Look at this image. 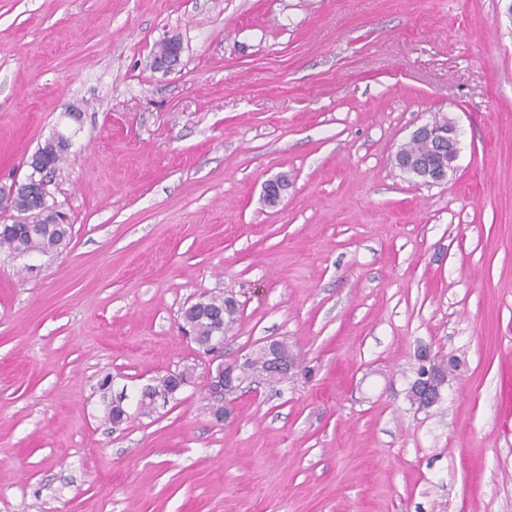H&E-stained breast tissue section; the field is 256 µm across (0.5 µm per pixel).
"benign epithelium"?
<instances>
[{
    "label": "benign epithelium",
    "mask_w": 512,
    "mask_h": 512,
    "mask_svg": "<svg viewBox=\"0 0 512 512\" xmlns=\"http://www.w3.org/2000/svg\"><path fill=\"white\" fill-rule=\"evenodd\" d=\"M414 134L425 136L441 146V156L435 164L419 163L405 165L408 173L422 179L425 182H440L448 177V172L453 170L454 162L459 153V141L457 139V126L449 122L444 126L439 122L425 124L414 131ZM448 156H443V153ZM29 172L21 181H15L10 186L0 187V215H4L11 209V201L18 192H28L39 183L40 165L36 157H31L28 162ZM288 188V181L284 178H276L268 181L264 186V197L268 205L276 206L280 203L283 193ZM254 364L258 370L255 377L267 379L271 376L283 379L293 371L296 363L291 358L282 356L280 342L275 339L263 341L257 345L244 359L238 358L219 363L209 375L208 388L210 393L227 397L234 394L243 383L240 368L244 364ZM170 388L164 391H149L152 399L166 401L181 387L189 382L190 374L186 371L170 375ZM444 384L443 375L437 371H426L417 376L410 386L408 397L418 408L425 410L433 407L441 400V389Z\"/></svg>",
    "instance_id": "benign-epithelium-1"
}]
</instances>
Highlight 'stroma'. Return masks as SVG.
<instances>
[{
    "label": "stroma",
    "instance_id": "stroma-1",
    "mask_svg": "<svg viewBox=\"0 0 512 512\" xmlns=\"http://www.w3.org/2000/svg\"><path fill=\"white\" fill-rule=\"evenodd\" d=\"M442 116L425 183L395 155ZM58 130L67 245L0 250V512H512L505 0H0V184ZM269 338L297 367L216 421L211 366ZM424 350L457 365L420 411ZM447 124L448 128L440 122L428 123L414 131L413 134L425 136L441 146L439 149L440 158L435 164L419 163L412 165V163H407L405 169L408 173L422 179L424 182H440L448 177V171L453 170L454 162L458 157L459 141L457 139V126L455 122L450 121ZM445 141H448L447 159L444 156ZM206 309L210 310L213 315L202 313H187L184 314V320L190 325V328L196 331L200 337H209L208 341L201 343L195 332H188L189 338L198 346L207 349V351L218 348L224 342V335L222 338H214L211 335L222 332L224 334V322H232L236 313V306H226L225 301L218 297H211L206 303ZM223 312V317L219 318V313ZM217 318H214V314ZM227 318V321H226ZM169 376L171 378V384L168 390L149 391V396L152 397L153 401L161 399L165 403L170 396L175 394L181 387L186 385L190 379V374L187 371H182L176 374H170ZM169 376L159 379L158 384L155 387L166 388L169 384Z\"/></svg>",
    "mask_w": 512,
    "mask_h": 512
}]
</instances>
